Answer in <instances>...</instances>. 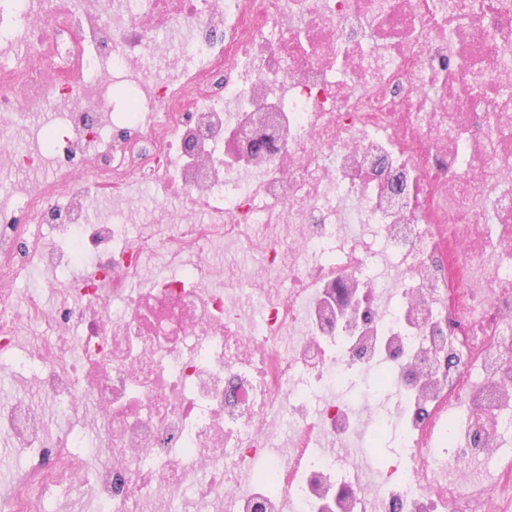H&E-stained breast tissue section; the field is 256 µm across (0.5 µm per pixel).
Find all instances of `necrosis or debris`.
<instances>
[{"label": "necrosis or debris", "mask_w": 512, "mask_h": 512, "mask_svg": "<svg viewBox=\"0 0 512 512\" xmlns=\"http://www.w3.org/2000/svg\"><path fill=\"white\" fill-rule=\"evenodd\" d=\"M0 116V370L67 416L0 399V512H512V0H0ZM139 182L168 237L92 221ZM216 259L223 261L224 268L231 272L241 273L250 270L260 260V256L256 255L252 259H245L244 254L237 249H230L223 245L219 246L215 250ZM21 463L14 449L3 441L2 446L0 445V488H6L4 485L9 482Z\"/></svg>", "instance_id": "4bbe7bcc"}]
</instances>
